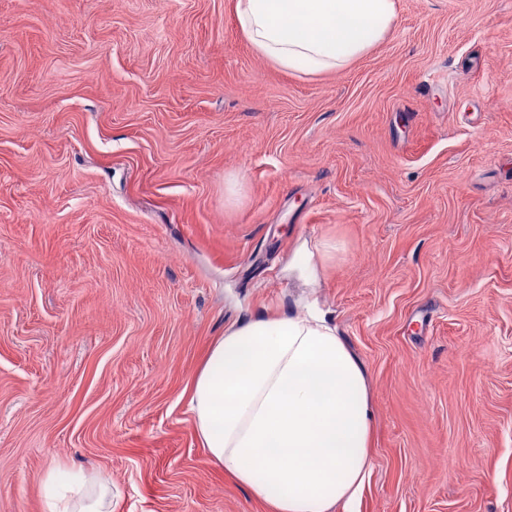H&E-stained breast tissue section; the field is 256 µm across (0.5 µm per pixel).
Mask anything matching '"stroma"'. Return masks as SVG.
Segmentation results:
<instances>
[{
	"mask_svg": "<svg viewBox=\"0 0 512 512\" xmlns=\"http://www.w3.org/2000/svg\"><path fill=\"white\" fill-rule=\"evenodd\" d=\"M284 312L366 370L352 512H512V0H396L318 76L234 0H0V512L72 466L116 512H267L186 402Z\"/></svg>",
	"mask_w": 512,
	"mask_h": 512,
	"instance_id": "stroma-1",
	"label": "stroma"
}]
</instances>
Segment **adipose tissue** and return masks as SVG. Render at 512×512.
<instances>
[{"mask_svg":"<svg viewBox=\"0 0 512 512\" xmlns=\"http://www.w3.org/2000/svg\"><path fill=\"white\" fill-rule=\"evenodd\" d=\"M244 37L280 67L319 75L383 41L395 0H236ZM207 458L268 512H335L370 467L373 407L363 365L325 317L251 318L226 328L189 387ZM44 512H115L112 481L48 471Z\"/></svg>","mask_w":512,"mask_h":512,"instance_id":"ef3b65f1","label":"adipose tissue"}]
</instances>
